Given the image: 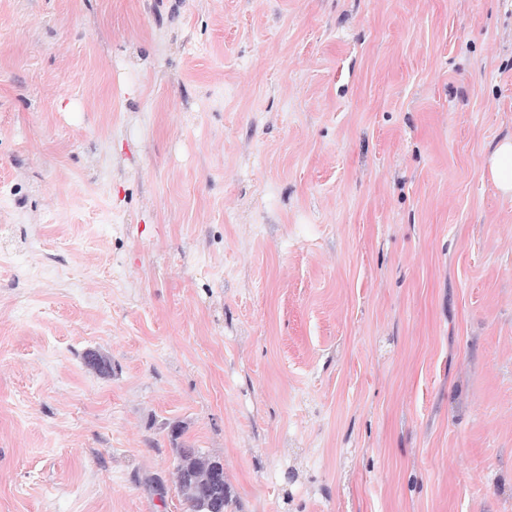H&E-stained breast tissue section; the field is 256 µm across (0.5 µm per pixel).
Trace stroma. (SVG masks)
<instances>
[{
  "instance_id": "35a3bbf8",
  "label": "stroma",
  "mask_w": 512,
  "mask_h": 512,
  "mask_svg": "<svg viewBox=\"0 0 512 512\" xmlns=\"http://www.w3.org/2000/svg\"><path fill=\"white\" fill-rule=\"evenodd\" d=\"M510 134L512 0H0V512H512ZM487 167L498 191L504 196H512V137L496 144L487 158ZM178 456V465L176 467V487L183 498L188 512H224L230 508L233 500L226 482L224 483V465L219 459L211 458L205 455L199 448L188 444L186 441H178L175 445ZM217 466L222 467L223 475L220 470H216L214 478L216 482L222 480L218 489H214L213 472ZM191 475L192 482L204 490H211V496L208 500L207 508L200 511V502H194L188 492H182L185 487V475Z\"/></svg>"
}]
</instances>
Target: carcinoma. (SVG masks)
I'll list each match as a JSON object with an SVG mask.
<instances>
[{
	"instance_id": "cac0c4a2",
	"label": "carcinoma",
	"mask_w": 512,
	"mask_h": 512,
	"mask_svg": "<svg viewBox=\"0 0 512 512\" xmlns=\"http://www.w3.org/2000/svg\"><path fill=\"white\" fill-rule=\"evenodd\" d=\"M85 366L101 375H108L112 370L110 361L102 360L95 352H88L84 356ZM178 456L176 467V487L181 490V497L186 505L187 512H224L231 507L233 500L226 483H221L219 488H214L213 472L216 467L222 465L218 459L205 455L200 449L181 440L175 446ZM191 476L196 486L211 491L207 508L201 509V504L192 500L188 493L183 491L185 487L184 477Z\"/></svg>"
}]
</instances>
